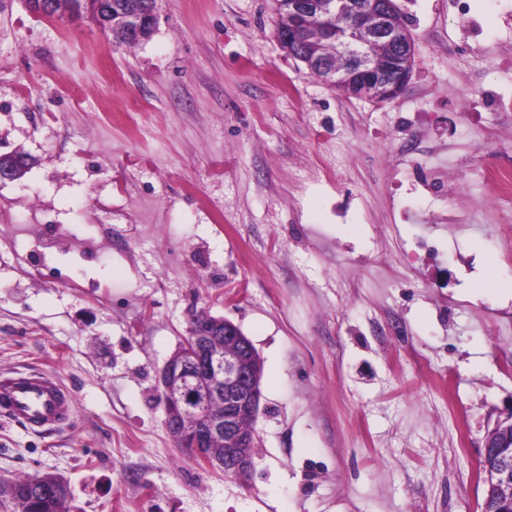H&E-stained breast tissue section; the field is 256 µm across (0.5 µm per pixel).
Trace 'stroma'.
Here are the masks:
<instances>
[{
  "instance_id": "1",
  "label": "stroma",
  "mask_w": 512,
  "mask_h": 512,
  "mask_svg": "<svg viewBox=\"0 0 512 512\" xmlns=\"http://www.w3.org/2000/svg\"><path fill=\"white\" fill-rule=\"evenodd\" d=\"M399 3L416 65L376 106L284 57L276 0H159L130 46L0 0V154L35 160L0 183V371L74 399L52 433L0 419V479L63 477L66 512H481L512 411V221L484 180L512 165V0ZM424 235L443 258L408 261ZM195 311L263 361L247 481L163 424Z\"/></svg>"
}]
</instances>
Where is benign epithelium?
<instances>
[{
	"label": "benign epithelium",
	"instance_id": "1",
	"mask_svg": "<svg viewBox=\"0 0 512 512\" xmlns=\"http://www.w3.org/2000/svg\"><path fill=\"white\" fill-rule=\"evenodd\" d=\"M36 14L62 13L61 0H26ZM288 27L277 43H307L303 63L345 97L388 103L407 88L415 66V43L396 0H277ZM102 30L121 26L141 41L158 23V11L138 0L98 4L88 11ZM340 17L349 24L335 23ZM18 154L0 155V181L17 180ZM262 360L231 320L207 311L191 316L187 336L158 376L165 424L177 445L193 449L204 465L237 477L249 475L257 447ZM479 470L487 486L482 512L512 503V412L486 429Z\"/></svg>",
	"mask_w": 512,
	"mask_h": 512
}]
</instances>
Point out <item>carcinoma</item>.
I'll list each match as a JSON object with an SVG mask.
<instances>
[{
  "label": "carcinoma",
  "mask_w": 512,
  "mask_h": 512,
  "mask_svg": "<svg viewBox=\"0 0 512 512\" xmlns=\"http://www.w3.org/2000/svg\"><path fill=\"white\" fill-rule=\"evenodd\" d=\"M71 494L58 475H32L0 481V512H64Z\"/></svg>",
  "instance_id": "obj_1"
}]
</instances>
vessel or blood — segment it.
I'll return each instance as SVG.
<instances>
[{
    "label": "vessel or blood",
    "mask_w": 512,
    "mask_h": 512,
    "mask_svg": "<svg viewBox=\"0 0 512 512\" xmlns=\"http://www.w3.org/2000/svg\"><path fill=\"white\" fill-rule=\"evenodd\" d=\"M0 417L34 433L53 431L71 422L73 395L45 372H0Z\"/></svg>",
    "instance_id": "b4317fda"
}]
</instances>
